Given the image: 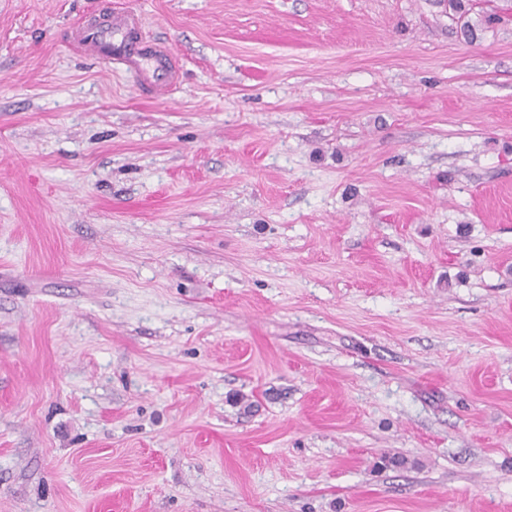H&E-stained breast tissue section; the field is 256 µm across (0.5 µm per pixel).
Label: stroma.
Masks as SVG:
<instances>
[{"label":"stroma","mask_w":512,"mask_h":512,"mask_svg":"<svg viewBox=\"0 0 512 512\" xmlns=\"http://www.w3.org/2000/svg\"><path fill=\"white\" fill-rule=\"evenodd\" d=\"M90 2L0 0V512H512V0H119L153 97ZM90 14L78 17L71 30V42L82 55L109 68L122 67L147 95L173 89L178 61L167 46L148 34L138 16L109 7Z\"/></svg>","instance_id":"35a3bbf8"}]
</instances>
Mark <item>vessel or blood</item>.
Listing matches in <instances>:
<instances>
[{
  "label": "vessel or blood",
  "instance_id": "obj_1",
  "mask_svg": "<svg viewBox=\"0 0 512 512\" xmlns=\"http://www.w3.org/2000/svg\"><path fill=\"white\" fill-rule=\"evenodd\" d=\"M71 42L82 55L100 64L122 67L142 93L158 95L176 84V57L131 12L104 7L78 17Z\"/></svg>",
  "mask_w": 512,
  "mask_h": 512
}]
</instances>
